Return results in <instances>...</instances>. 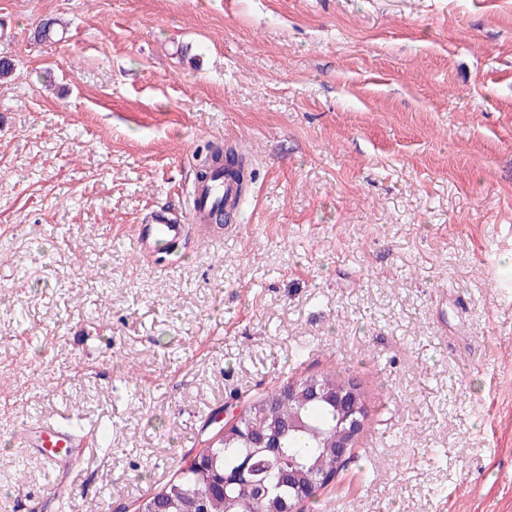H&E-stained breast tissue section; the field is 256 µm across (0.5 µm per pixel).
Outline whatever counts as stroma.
<instances>
[{
	"instance_id": "obj_1",
	"label": "stroma",
	"mask_w": 512,
	"mask_h": 512,
	"mask_svg": "<svg viewBox=\"0 0 512 512\" xmlns=\"http://www.w3.org/2000/svg\"><path fill=\"white\" fill-rule=\"evenodd\" d=\"M0 46V512H134L333 371L368 417L304 512H512V0H0ZM209 142L237 222L138 258ZM74 417L52 475L24 434ZM202 160L203 164H200L199 170L197 172L198 181L206 178L211 171H208L211 165L220 161H224L225 167L226 165L238 166L237 169L234 170L233 172L237 179L239 185V192L241 194H243L246 191L249 183H251L252 181V173L249 172L248 168H246V165L244 164L242 157H239V155L235 152L232 146L227 147L224 150L223 155V152L221 151L220 148L207 145L205 147V156L204 159Z\"/></svg>"
}]
</instances>
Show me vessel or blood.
Here are the masks:
<instances>
[{"instance_id": "vessel-or-blood-1", "label": "vessel or blood", "mask_w": 512, "mask_h": 512, "mask_svg": "<svg viewBox=\"0 0 512 512\" xmlns=\"http://www.w3.org/2000/svg\"><path fill=\"white\" fill-rule=\"evenodd\" d=\"M224 198L226 203L236 199V186L230 177L219 176L196 188V198L189 220H182L172 212H154L148 223L136 225L133 230L134 246L143 256H154L171 252L183 243L192 225L200 223L213 205L215 198ZM33 447L52 465L63 463L68 448L74 444L72 433L48 422L36 427L30 434Z\"/></svg>"}]
</instances>
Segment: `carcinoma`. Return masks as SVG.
Listing matches in <instances>:
<instances>
[{"label": "carcinoma", "mask_w": 512, "mask_h": 512, "mask_svg": "<svg viewBox=\"0 0 512 512\" xmlns=\"http://www.w3.org/2000/svg\"><path fill=\"white\" fill-rule=\"evenodd\" d=\"M220 161L236 167L239 192H245L252 173L231 146H206L197 178H206L211 165ZM317 380L328 392L351 382L336 371ZM342 432L335 405L311 398L304 379H298L290 396L279 385L256 396L239 426L216 433L143 506L149 512H287L312 499L350 462L351 456H342L336 447ZM270 438L279 447L275 455L258 447ZM244 465L253 472L250 480L224 483L225 475Z\"/></svg>", "instance_id": "carcinoma-1"}]
</instances>
